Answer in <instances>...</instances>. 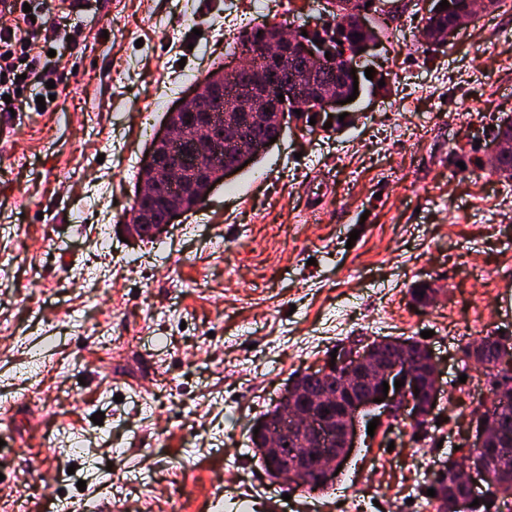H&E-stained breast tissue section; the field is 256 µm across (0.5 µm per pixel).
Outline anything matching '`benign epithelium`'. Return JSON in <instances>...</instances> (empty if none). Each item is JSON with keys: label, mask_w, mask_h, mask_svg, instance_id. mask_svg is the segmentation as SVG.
Listing matches in <instances>:
<instances>
[{"label": "benign epithelium", "mask_w": 512, "mask_h": 512, "mask_svg": "<svg viewBox=\"0 0 512 512\" xmlns=\"http://www.w3.org/2000/svg\"><path fill=\"white\" fill-rule=\"evenodd\" d=\"M376 14L358 15V23L366 32L354 48H344L332 59L325 57L326 47L307 42L284 28L275 29V37L253 43L249 58L258 63L260 79L248 86L238 98L226 100L222 120L215 113L203 112L205 102L220 79V74L207 73L196 89L190 91L173 112L162 121L153 136L145 156L139 181L128 211V223L123 225L127 236L141 240L143 229L158 238L174 223L173 216L185 209L172 200L175 195L190 199L194 206L205 202L208 188L236 172V166L219 162L222 154L234 151L237 166L268 149L256 139L253 126L264 118L283 135L288 113L281 107L273 91H288L296 98L314 95L326 112H348L355 102H346L349 94L333 92L320 81L321 71L339 62L342 74L351 79L372 67L369 50L378 34L373 26ZM306 61L305 82L299 85L291 77L294 59ZM512 152V142L496 139L489 144L493 165L504 154ZM163 219L157 220V209ZM404 386L395 388V381ZM388 394H383V383ZM494 388H489L479 404L480 411L469 425L467 452L461 465L452 469L441 464L431 472V485L448 495L449 512H474L470 504L484 501L494 491L497 475L491 470L485 454L490 446L502 447L509 437L498 431L492 412L488 411ZM380 402H375V399ZM441 389L439 368L433 356L421 361L416 357L413 340L406 337L380 338L375 341L346 343L338 348L336 360H326L319 370L308 371L292 378L274 403V417L259 427L262 447L257 456L270 458L271 450L281 449L276 459V480L294 481L304 487L310 481L330 485L340 463L346 461L357 447L361 423L376 419L391 430L401 421L425 431L432 424ZM311 435V442L301 450L284 447L285 424Z\"/></svg>", "instance_id": "obj_1"}]
</instances>
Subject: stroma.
I'll return each instance as SVG.
<instances>
[{
  "label": "stroma",
  "instance_id": "stroma-1",
  "mask_svg": "<svg viewBox=\"0 0 512 512\" xmlns=\"http://www.w3.org/2000/svg\"><path fill=\"white\" fill-rule=\"evenodd\" d=\"M71 2L51 14L73 34L44 60L56 100L0 112V494L31 487L24 512L426 501L424 464L465 444L488 389L458 347L512 333V180L483 148L512 113V0L429 51L413 37L423 6L402 0L397 37L374 49L384 84L340 128L290 122L162 237L128 242L136 175L186 77L224 63L257 9L323 34L325 0ZM424 286L441 300L418 304ZM425 330L449 398L429 438L403 422L361 433L321 493L263 475L250 428L295 372L341 341Z\"/></svg>",
  "mask_w": 512,
  "mask_h": 512
}]
</instances>
